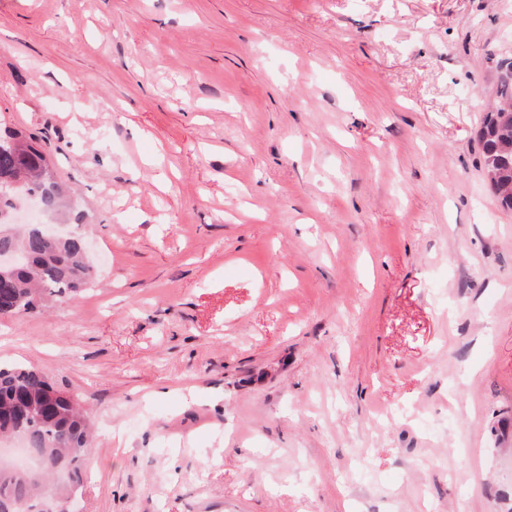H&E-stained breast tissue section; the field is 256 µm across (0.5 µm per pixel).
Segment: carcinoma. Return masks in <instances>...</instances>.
I'll list each match as a JSON object with an SVG mask.
<instances>
[{
	"instance_id": "1",
	"label": "carcinoma",
	"mask_w": 512,
	"mask_h": 512,
	"mask_svg": "<svg viewBox=\"0 0 512 512\" xmlns=\"http://www.w3.org/2000/svg\"><path fill=\"white\" fill-rule=\"evenodd\" d=\"M497 99L483 117L478 139L485 175L494 176L502 207L512 209V58L497 62ZM20 184L36 193L45 210L58 213L69 205L70 188L60 181L39 140L20 130L0 134V183ZM17 254L20 263L0 271V317L34 314L44 297L74 300L94 277L85 261L82 236L47 240L30 231H0V251ZM50 384L37 371L19 366L0 367V434L17 428L19 406L38 398ZM37 471L0 467V512H79L68 505L80 482L91 443L89 419L69 398L42 405L39 414L22 425Z\"/></svg>"
}]
</instances>
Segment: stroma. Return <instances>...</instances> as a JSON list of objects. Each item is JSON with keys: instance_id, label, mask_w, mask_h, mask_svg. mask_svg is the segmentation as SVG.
Here are the masks:
<instances>
[{"instance_id": "stroma-1", "label": "stroma", "mask_w": 512, "mask_h": 512, "mask_svg": "<svg viewBox=\"0 0 512 512\" xmlns=\"http://www.w3.org/2000/svg\"><path fill=\"white\" fill-rule=\"evenodd\" d=\"M512 0H0V126L95 280L0 363L95 426L82 512H512ZM497 99L483 117L478 131L486 178L493 175L503 208L512 209V58L497 62ZM19 183L21 192L37 193L48 213L66 211L70 188L60 181L39 140L20 130L0 134V183Z\"/></svg>"}]
</instances>
